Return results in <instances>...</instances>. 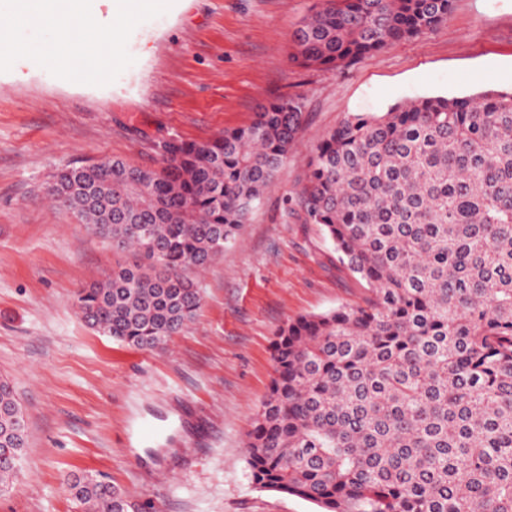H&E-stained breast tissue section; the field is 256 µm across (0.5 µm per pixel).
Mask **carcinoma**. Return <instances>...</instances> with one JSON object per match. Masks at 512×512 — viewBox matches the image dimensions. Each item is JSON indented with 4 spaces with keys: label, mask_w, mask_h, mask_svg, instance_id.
Segmentation results:
<instances>
[{
    "label": "carcinoma",
    "mask_w": 512,
    "mask_h": 512,
    "mask_svg": "<svg viewBox=\"0 0 512 512\" xmlns=\"http://www.w3.org/2000/svg\"><path fill=\"white\" fill-rule=\"evenodd\" d=\"M452 0H321L291 59L324 73L448 20ZM304 122L296 98L161 164L55 172L51 200L134 259L81 289V319L163 349L202 305L189 275L224 255ZM297 204L371 296L286 322L247 433L253 484L321 512H512V91L424 96L352 113L316 147ZM0 382V491L26 423ZM76 512H138L111 482L68 479Z\"/></svg>",
    "instance_id": "1"
}]
</instances>
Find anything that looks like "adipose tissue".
Listing matches in <instances>:
<instances>
[{
  "instance_id": "1",
  "label": "adipose tissue",
  "mask_w": 512,
  "mask_h": 512,
  "mask_svg": "<svg viewBox=\"0 0 512 512\" xmlns=\"http://www.w3.org/2000/svg\"><path fill=\"white\" fill-rule=\"evenodd\" d=\"M86 2L18 0L10 15L0 18V56L23 49L18 33L35 18L51 32L71 68L86 66L97 78H111L112 63L121 54L120 31L114 27L88 29L84 23Z\"/></svg>"
}]
</instances>
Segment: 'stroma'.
<instances>
[{
  "label": "stroma",
  "mask_w": 512,
  "mask_h": 512,
  "mask_svg": "<svg viewBox=\"0 0 512 512\" xmlns=\"http://www.w3.org/2000/svg\"><path fill=\"white\" fill-rule=\"evenodd\" d=\"M317 3L150 0L115 19L95 0L87 25L122 33L111 79L42 64L51 37L36 21L27 50L0 59V380L28 439L0 512H73L65 479L84 473L163 512H319L257 489L243 448L279 328L368 294L296 208L309 159L350 114L512 88V0H452L446 23L332 74L289 60ZM281 96L302 99L303 127L234 243L196 273L195 318L153 352L91 330L75 295L126 255L51 202V173L104 157L157 165L159 141L247 125Z\"/></svg>",
  "instance_id": "stroma-1"
}]
</instances>
